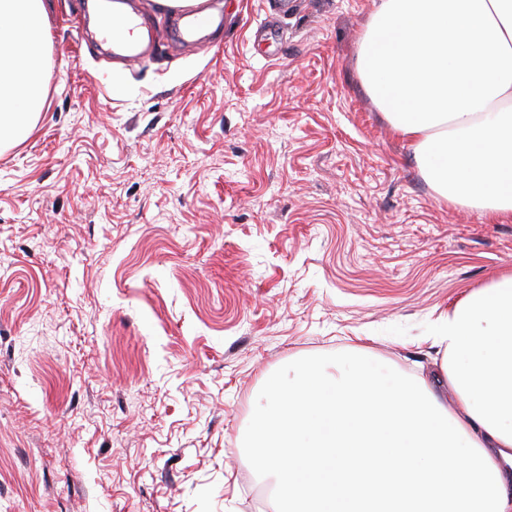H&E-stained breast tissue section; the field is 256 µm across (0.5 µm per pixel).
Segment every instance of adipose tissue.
Wrapping results in <instances>:
<instances>
[{
  "mask_svg": "<svg viewBox=\"0 0 512 512\" xmlns=\"http://www.w3.org/2000/svg\"><path fill=\"white\" fill-rule=\"evenodd\" d=\"M44 0H0V149L43 109ZM357 68L432 188L512 215V0H379ZM429 373L366 358L266 377L251 430L280 512H512V273L442 319Z\"/></svg>",
  "mask_w": 512,
  "mask_h": 512,
  "instance_id": "obj_1",
  "label": "adipose tissue"
}]
</instances>
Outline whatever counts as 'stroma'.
<instances>
[{
	"instance_id": "1",
	"label": "stroma",
	"mask_w": 512,
	"mask_h": 512,
	"mask_svg": "<svg viewBox=\"0 0 512 512\" xmlns=\"http://www.w3.org/2000/svg\"><path fill=\"white\" fill-rule=\"evenodd\" d=\"M45 108L0 151V512H275L268 372L363 348L431 368L512 273V217L438 196L356 69L374 0H222L150 59L47 0ZM214 1L201 3L192 12H186L173 19L178 22L174 28V38L189 41L200 32L222 26L224 18L214 11Z\"/></svg>"
}]
</instances>
